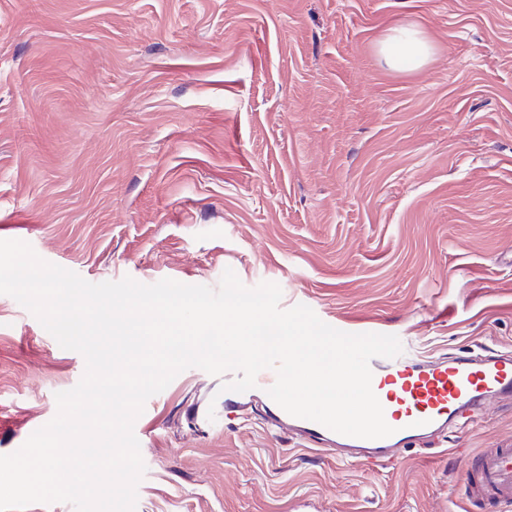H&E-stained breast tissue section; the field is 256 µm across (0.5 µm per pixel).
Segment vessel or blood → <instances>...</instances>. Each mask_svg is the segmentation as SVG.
Wrapping results in <instances>:
<instances>
[{
  "instance_id": "b4317fda",
  "label": "vessel or blood",
  "mask_w": 512,
  "mask_h": 512,
  "mask_svg": "<svg viewBox=\"0 0 512 512\" xmlns=\"http://www.w3.org/2000/svg\"><path fill=\"white\" fill-rule=\"evenodd\" d=\"M371 386L384 409V418L394 432L380 439L345 436L307 419L288 414L275 402L267 407L275 424L295 431L304 441L329 439L346 451H362L384 457L423 440L445 434L474 421L485 402L499 399L512 405V353L495 349L480 354L462 351L451 357L423 358L401 354L374 358L370 363ZM247 393L227 391L213 411L194 410L197 424L210 416L239 418ZM474 503L512 504V448H488L472 467L458 476Z\"/></svg>"
}]
</instances>
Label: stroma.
<instances>
[{
	"instance_id": "35a3bbf8",
	"label": "stroma",
	"mask_w": 512,
	"mask_h": 512,
	"mask_svg": "<svg viewBox=\"0 0 512 512\" xmlns=\"http://www.w3.org/2000/svg\"><path fill=\"white\" fill-rule=\"evenodd\" d=\"M433 47L378 57L388 28ZM0 239L91 283L273 282L414 355L512 349V0H0ZM85 359L0 294V455ZM192 367L134 423L135 512H458L456 474L512 445V406L369 467L213 428ZM378 45L381 57L396 69H420L432 54L429 40L413 26H399L389 30Z\"/></svg>"
}]
</instances>
